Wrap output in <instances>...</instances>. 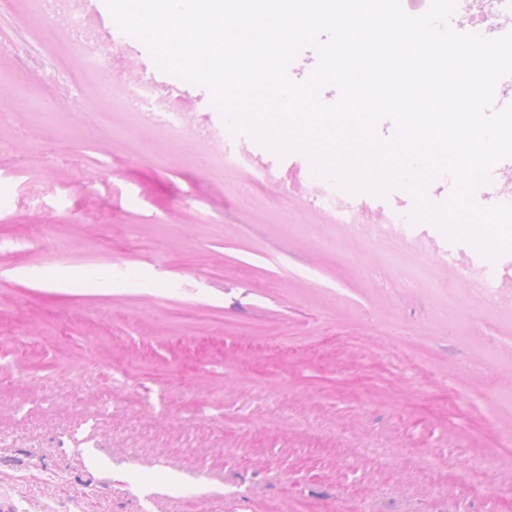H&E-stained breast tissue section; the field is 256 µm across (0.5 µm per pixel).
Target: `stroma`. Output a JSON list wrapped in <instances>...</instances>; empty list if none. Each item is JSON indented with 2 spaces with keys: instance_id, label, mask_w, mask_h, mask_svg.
I'll return each instance as SVG.
<instances>
[{
  "instance_id": "1",
  "label": "stroma",
  "mask_w": 512,
  "mask_h": 512,
  "mask_svg": "<svg viewBox=\"0 0 512 512\" xmlns=\"http://www.w3.org/2000/svg\"><path fill=\"white\" fill-rule=\"evenodd\" d=\"M85 43L45 38L39 0L0 13V493L9 512H512V253L501 297L460 270L479 251L429 223L390 251L401 188L366 194L358 224L307 209L314 172L244 137L285 208L240 191L201 127L223 129L208 91L161 71L145 46L112 42L104 0H74ZM119 57L174 90L172 136L87 80ZM79 109L64 111L68 99ZM111 122L94 127L96 112ZM73 152L78 163L58 161ZM305 220L291 225L292 215ZM337 250H320V239ZM452 253V262L438 251ZM92 274L50 289L25 270ZM405 335H396V327ZM162 367V382L122 368ZM142 393L145 408L124 404ZM245 410L255 423L224 426ZM371 442L395 464L361 454ZM422 453L429 463L410 464ZM487 464L482 482L463 463Z\"/></svg>"
}]
</instances>
